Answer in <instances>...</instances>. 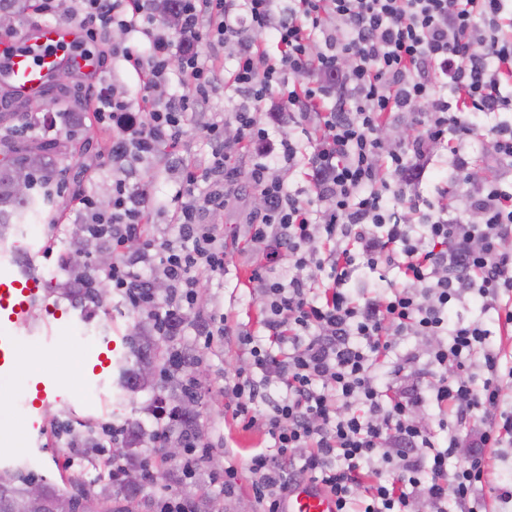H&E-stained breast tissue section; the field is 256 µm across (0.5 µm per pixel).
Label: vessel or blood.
<instances>
[{
	"mask_svg": "<svg viewBox=\"0 0 512 512\" xmlns=\"http://www.w3.org/2000/svg\"><path fill=\"white\" fill-rule=\"evenodd\" d=\"M84 31L68 23L47 24L21 36L0 38V82L15 96L40 98L54 73L77 70L94 73L95 65L85 64L82 50ZM44 298L37 278L17 270L15 261L0 263V380H11L20 362L19 332L36 333V310ZM31 399L27 427L42 435L46 422L42 407L62 400L64 391L52 377L32 372L25 387ZM281 512H336V498L322 486L305 481L295 484L280 503Z\"/></svg>",
	"mask_w": 512,
	"mask_h": 512,
	"instance_id": "obj_1",
	"label": "vessel or blood"
}]
</instances>
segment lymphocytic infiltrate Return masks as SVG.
<instances>
[{
  "label": "lymphocytic infiltrate",
  "instance_id": "lymphocytic-infiltrate-1",
  "mask_svg": "<svg viewBox=\"0 0 512 512\" xmlns=\"http://www.w3.org/2000/svg\"><path fill=\"white\" fill-rule=\"evenodd\" d=\"M39 14H63L85 29L88 41H106L112 27L143 35L142 46L116 44L112 54L141 78L145 114L136 117L124 96L101 86L91 98L99 119L115 129L112 154L140 161L182 133L184 113L196 108L217 83L213 66L196 50L201 40L235 45L229 86L245 102L234 114L236 142L252 150L248 185L265 207L244 230L246 248L275 258L287 253L296 270L289 282L253 272L250 281L263 297L258 330L230 329L248 355L224 381V397L235 419L259 427L270 440L245 459L252 491L262 512L291 485L310 480L337 498L338 512H417L425 498L429 512H478L475 494L484 476L482 449L512 445V410L501 386L512 378L502 349L489 343L483 322H451L448 306L466 294L478 295L497 313L500 327L512 326V186L481 187L473 204L481 216L447 218L428 207L416 224L398 221L387 201L406 200L413 180L424 172L433 146L455 138L450 163L465 174L464 142L481 136L474 116L512 108L504 95L512 85V9L506 0H241L244 26L232 20V0H180L177 27L156 15L155 0H32ZM335 32H327V22ZM324 52L313 55L316 32ZM272 37L278 55L262 47ZM181 55H174V45ZM179 71L185 94L156 102L155 89ZM292 82H285V75ZM334 78L343 92L342 112L321 109L322 82ZM449 91H442L441 80ZM301 118L320 119V136L309 160L310 198L288 191L276 173L279 160H295L290 140L273 143L260 118L265 103ZM419 115L423 134L388 149L377 132L387 116ZM212 148L211 189L204 201L177 199L178 240L155 239L146 231L148 198L123 179L112 183V207L100 209L95 195L77 198L82 221L95 243L120 257L103 275L115 293L136 311L156 305L154 275L168 283L169 302L156 323L168 328L198 296L197 271L223 274L224 231L202 220L205 207L224 204V183L233 178L223 126L204 128ZM142 240L137 252L126 243ZM152 273L143 276L141 266ZM398 269L402 283L385 294L354 300L346 281L356 266ZM323 278H316V271ZM433 339L431 364L441 374L400 390L376 381L379 365L403 376L411 358H393L407 336ZM481 356L484 377L475 380L465 363ZM282 395L269 413L256 402L269 382ZM451 404L457 419L475 423L477 452L456 469L448 460L458 446L449 435L439 446L437 432L418 418L430 403Z\"/></svg>",
  "mask_w": 512,
  "mask_h": 512
}]
</instances>
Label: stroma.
<instances>
[{
  "instance_id": "obj_1",
  "label": "stroma",
  "mask_w": 512,
  "mask_h": 512,
  "mask_svg": "<svg viewBox=\"0 0 512 512\" xmlns=\"http://www.w3.org/2000/svg\"><path fill=\"white\" fill-rule=\"evenodd\" d=\"M88 78L70 75L66 88L72 99L81 104L79 114L58 111L57 86H50L43 98L19 104L9 97L8 89L0 84V110L8 112L9 125L18 126L33 120L29 136L42 140L64 142L67 149L80 153L81 162L65 175L63 194L53 212L55 222L40 220L39 229L29 232L27 225L19 229L7 241L0 243V254L19 248L21 262H34L35 273L41 274V286L45 303L39 312L41 321L53 326L54 349L43 352L32 337H25L20 345L37 356L38 368L46 375L64 383L68 388L67 399L48 402L43 408L47 433L42 438L32 437L25 430L27 413L21 410L17 396L27 380V372H16L12 381L0 384V427L5 434L0 437V468L24 466L37 477L58 485L74 482L97 490L111 483V448H104L97 457L85 458L83 467H70L75 455L70 435L91 428L101 431L106 426L138 424L149 431L167 423L166 415L157 411L160 400L169 397L170 387L164 381L135 394H126L118 387V370H110L102 383L88 382L87 371L103 340L117 343L118 357L128 353L126 340L134 331L143 315L127 306L118 294H109L103 305L91 303L75 305L68 297L55 292V282L69 278L70 254L75 240L74 224L79 214L73 198L83 193L94 194L98 201L112 198V182L125 179L132 187L144 190L154 206L153 221L148 233L155 238H176L175 197L183 191H193L196 198H204L209 191L206 178L211 161V145L202 133L208 123L232 124L233 114L240 102L238 94L225 85H217L203 110L186 113L182 121L183 136L177 151L161 149L159 155L147 163H133L118 169L112 158V130L100 123L93 112L87 95ZM274 140L284 138L297 143L299 152L294 163H279V178L289 191L306 188L304 178L306 164L313 152L311 143L302 132L301 125L288 118L272 122ZM471 170L482 173V183H494L512 179V170L498 165L493 156V136L472 140L466 149ZM449 150L437 146L424 175L416 189L420 199L430 201L435 207L457 214L468 206L469 197L461 192L449 165ZM233 163L237 175L225 185L228 198L223 210L210 211L205 220L224 228L227 268L224 275L200 274L201 288L194 309L186 311L178 327L176 345L188 349L195 370L206 373V384L200 390L198 411L202 440L210 453L190 479L170 482L161 488L153 482H145L141 499L144 512H155L154 502L160 497L193 501L199 497L211 498L217 512H236L237 507L255 512L257 505L252 492L253 477L247 469H239V491L233 497H225L224 479L225 446H233L239 454L268 446L269 439L261 429L244 428L224 409V380L233 376L246 357L231 340L221 336H203L201 324L211 319L227 316L229 325L257 329L261 298L252 293L249 278L253 269L265 265L262 254L242 250L237 244L245 224L255 214V195L246 184L253 159L250 154L235 152ZM84 314L88 320L89 344H81L72 337L71 319ZM491 465L494 472L489 483L483 485L481 494L489 512H512V501L500 500L504 485L512 483V446L491 449Z\"/></svg>"
}]
</instances>
